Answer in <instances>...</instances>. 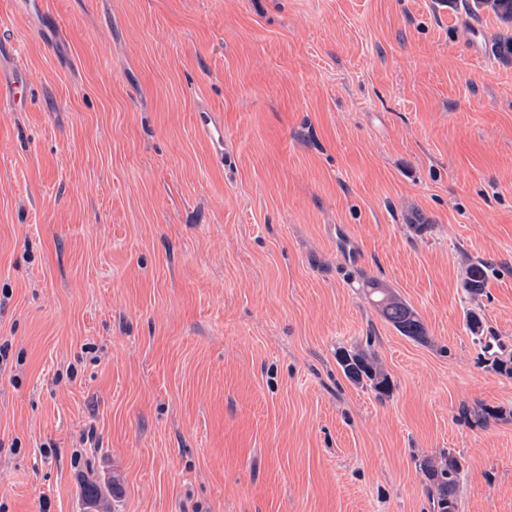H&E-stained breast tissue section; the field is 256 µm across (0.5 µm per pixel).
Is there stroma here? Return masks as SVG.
<instances>
[{
	"label": "stroma",
	"mask_w": 512,
	"mask_h": 512,
	"mask_svg": "<svg viewBox=\"0 0 512 512\" xmlns=\"http://www.w3.org/2000/svg\"><path fill=\"white\" fill-rule=\"evenodd\" d=\"M511 35L452 0H0L5 512L107 481L103 512H432L448 450L457 512H512ZM198 112H203V114H200L199 117L198 128L203 135L220 146L214 155V161L219 165H223L224 125L221 123V121L217 120L209 110L203 109ZM489 266L483 260L472 261L466 269L464 290L472 297L482 295L488 278ZM363 287L371 304L401 335L415 340L425 338L424 324L408 304L390 295L376 279L364 280ZM338 365L346 378L356 385L369 386L379 397L391 391L388 378L378 368L372 356L359 350L337 354ZM421 466L434 488L432 491L434 511L456 512L455 491L462 472L458 457L452 452L443 453L440 462L433 463L425 460Z\"/></svg>",
	"instance_id": "stroma-1"
}]
</instances>
